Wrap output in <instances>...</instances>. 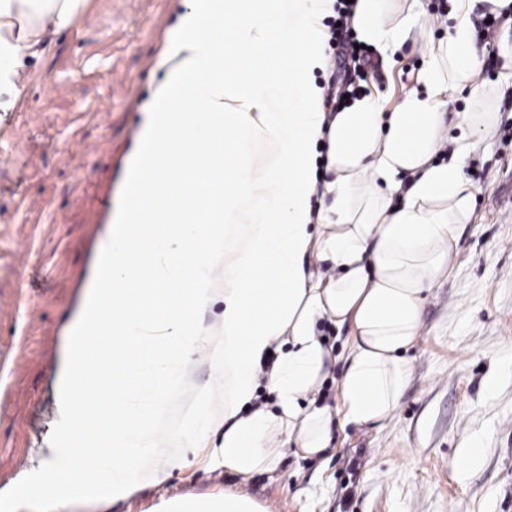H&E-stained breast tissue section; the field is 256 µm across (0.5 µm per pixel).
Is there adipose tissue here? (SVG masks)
<instances>
[{
    "label": "adipose tissue",
    "instance_id": "1",
    "mask_svg": "<svg viewBox=\"0 0 512 512\" xmlns=\"http://www.w3.org/2000/svg\"><path fill=\"white\" fill-rule=\"evenodd\" d=\"M512 11V0H449L447 37L426 53L422 91L390 112L369 96L328 115L315 72L325 70L321 24L333 0H183L159 54L165 74L142 110L124 179V204L109 245L69 326L57 378V442L0 491V512L33 503L55 512L114 503L156 484L157 458L187 461L185 445L241 476L273 471L285 449L307 456L329 446L334 420L316 394L337 357L316 324L349 326L339 389L346 424L389 417L410 375L402 353L417 340L426 293L451 270L457 233L472 214L473 185L458 153L435 162L448 139L451 93L470 90L458 128L495 120L476 80L479 2ZM86 0H0V110L12 107L20 70L50 36L69 30ZM353 29L379 51L403 47L428 16L391 21L385 0H354ZM327 140L332 181L314 167ZM262 148L260 162L250 159ZM331 198L313 208L314 195ZM402 203L392 206V196ZM327 262L326 271L310 259ZM223 269V280L214 272ZM224 303L218 330L199 319ZM210 345L216 389L200 392L184 431L158 438V410L139 409L142 386L164 401L171 379L153 371ZM266 380L274 408L257 400ZM220 398V413L205 403ZM223 430L212 448V432ZM165 512H257L247 496L175 497Z\"/></svg>",
    "mask_w": 512,
    "mask_h": 512
}]
</instances>
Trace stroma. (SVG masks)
Masks as SVG:
<instances>
[{
	"mask_svg": "<svg viewBox=\"0 0 512 512\" xmlns=\"http://www.w3.org/2000/svg\"><path fill=\"white\" fill-rule=\"evenodd\" d=\"M433 26L398 51H371L372 69L330 43L316 79L337 95L374 96L391 111L419 88L424 52L446 37L448 0H424ZM180 0H87L70 30L26 61L17 103L0 111V488L51 447L57 374L67 329L93 281L141 110L162 79L161 42ZM512 18L479 41V80L495 123L465 137L474 214L458 235L449 277L422 306V331L404 354L412 373L384 421L334 428L319 456L285 451L248 478L205 451L112 507L163 512L174 497L242 494L262 512H512V70L499 55ZM206 350L185 363L160 427L182 431L186 408L216 383ZM478 455H471L473 440Z\"/></svg>",
	"mask_w": 512,
	"mask_h": 512,
	"instance_id": "obj_1",
	"label": "stroma"
}]
</instances>
